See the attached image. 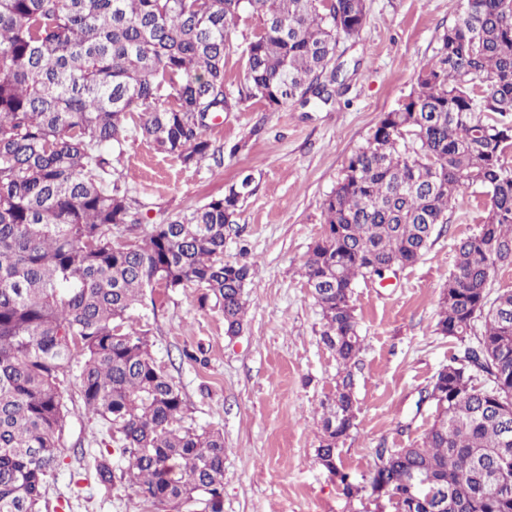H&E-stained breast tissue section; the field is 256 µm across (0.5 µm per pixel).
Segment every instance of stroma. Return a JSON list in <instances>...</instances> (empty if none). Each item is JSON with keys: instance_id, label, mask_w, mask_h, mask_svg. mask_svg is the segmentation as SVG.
<instances>
[{"instance_id": "stroma-1", "label": "stroma", "mask_w": 512, "mask_h": 512, "mask_svg": "<svg viewBox=\"0 0 512 512\" xmlns=\"http://www.w3.org/2000/svg\"><path fill=\"white\" fill-rule=\"evenodd\" d=\"M367 23L340 38L336 61L346 88L328 102L293 101L272 110L250 100L210 122L204 135L223 151L222 165H184L133 137L120 167L137 210V236L174 215L223 197L241 173L254 192L225 234L224 256L249 264L247 313L241 332L224 333V316L201 305L193 288L171 292L158 307L133 312L151 330L152 353L179 383L194 422L224 432V512H364L349 501L316 458L321 402L338 366L320 340L321 310L300 269L323 229V202L348 158L370 137L381 113L416 88L444 30L457 19V0H366ZM260 26L242 18L225 64L226 85L244 79L245 42ZM485 188H468L437 225L428 250L397 277L358 281L352 303L363 338L351 367L356 426L339 447L343 466L369 475L379 448L423 442L435 418L420 399L434 374L462 355L456 339L439 335V301L460 239L486 214ZM195 351L194 362L182 350ZM62 466L46 488L48 512H155L127 482L101 486L94 463L104 430L76 390L66 393Z\"/></svg>"}]
</instances>
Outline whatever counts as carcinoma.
I'll return each instance as SVG.
<instances>
[{"instance_id":"carcinoma-1","label":"carcinoma","mask_w":512,"mask_h":512,"mask_svg":"<svg viewBox=\"0 0 512 512\" xmlns=\"http://www.w3.org/2000/svg\"><path fill=\"white\" fill-rule=\"evenodd\" d=\"M461 2L417 89L349 158L303 264L338 364L316 456L346 498L361 496L338 455L356 419L353 289L370 265L380 275L420 260L430 225L480 185L486 216L457 245L436 331L464 341L476 315L483 331L433 376L425 398L437 416L423 444L377 449L369 485L409 496L426 476L445 501L415 512H512V290L488 292L497 266L512 264V0ZM245 13L262 26L234 98L224 66ZM366 19V0H0V512H41L71 385L158 512H183L191 498L223 512L224 434L191 422L130 311L147 292L195 288L226 335L240 332L250 266L224 259V236L253 177L140 239L127 234L134 200L117 164L132 134L185 165L221 164L204 117L248 99L329 101L337 41ZM95 472L112 485L108 455Z\"/></svg>"}]
</instances>
